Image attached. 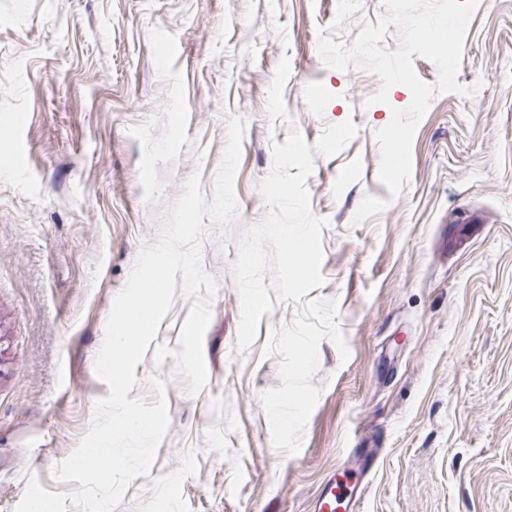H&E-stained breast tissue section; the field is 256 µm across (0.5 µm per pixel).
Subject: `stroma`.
<instances>
[{"label": "stroma", "mask_w": 512, "mask_h": 512, "mask_svg": "<svg viewBox=\"0 0 512 512\" xmlns=\"http://www.w3.org/2000/svg\"><path fill=\"white\" fill-rule=\"evenodd\" d=\"M382 0H0V512L54 477L109 393L105 326L166 204L199 172L212 196L231 118L245 122L238 219L208 228L217 287L191 392L176 362L137 365L132 397L164 380L170 424L115 512H310L350 448H379L361 512H512V0H480L458 83L418 124L398 198L377 132L412 99L328 67ZM355 136L306 182L323 284L275 301L246 349L231 264L267 208L273 146ZM386 200L356 220L365 196ZM482 219L464 246L461 216ZM291 426L283 428L281 417Z\"/></svg>", "instance_id": "1"}]
</instances>
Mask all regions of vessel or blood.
Listing matches in <instances>:
<instances>
[{
    "label": "vessel or blood",
    "instance_id": "obj_1",
    "mask_svg": "<svg viewBox=\"0 0 512 512\" xmlns=\"http://www.w3.org/2000/svg\"><path fill=\"white\" fill-rule=\"evenodd\" d=\"M379 456L380 451L376 448L352 449L344 467L316 494L312 512H359L366 479Z\"/></svg>",
    "mask_w": 512,
    "mask_h": 512
}]
</instances>
